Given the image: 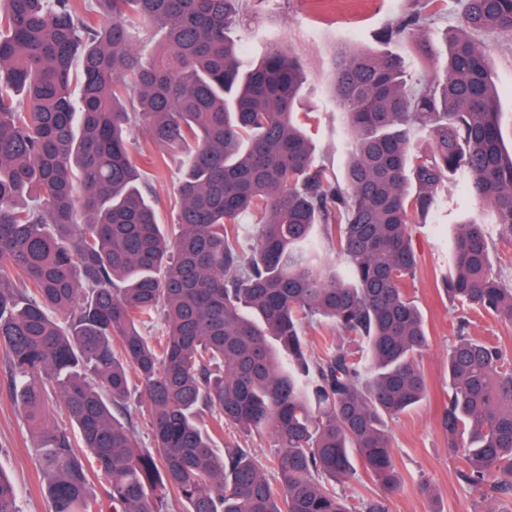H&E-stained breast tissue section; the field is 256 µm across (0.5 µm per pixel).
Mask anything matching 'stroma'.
I'll return each mask as SVG.
<instances>
[{
    "mask_svg": "<svg viewBox=\"0 0 512 512\" xmlns=\"http://www.w3.org/2000/svg\"><path fill=\"white\" fill-rule=\"evenodd\" d=\"M414 5L415 0H359L350 9L335 12L317 0H257L235 31L250 58H259L267 42L286 45L302 56L307 77V128L316 145L318 163L334 173H343L348 151L346 115L333 99L330 85L335 52L341 47L381 51L378 32ZM483 40L491 56L504 141L511 144L512 36L493 33L484 35ZM179 172L180 157L175 153L167 154L163 177H155L149 169L143 172L152 181L160 223L170 224L175 219L170 201L177 191ZM448 197L453 202L451 211L435 213L426 223L414 221L409 226L419 267L405 287L428 326L422 366L429 394L418 407L390 424L396 467L406 485L389 495L366 476L354 485L355 492L367 497L385 495L388 512H474L475 508V497L460 480L438 425L448 394L447 354L455 321V312L439 289L448 266V226L459 213L472 209L462 185L449 183ZM35 447L14 399L10 375L0 363V471L15 482L22 512H50ZM421 478L431 483L432 496L416 491L415 483Z\"/></svg>",
    "mask_w": 512,
    "mask_h": 512,
    "instance_id": "obj_1",
    "label": "stroma"
}]
</instances>
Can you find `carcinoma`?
<instances>
[{
	"label": "carcinoma",
	"instance_id": "carcinoma-1",
	"mask_svg": "<svg viewBox=\"0 0 512 512\" xmlns=\"http://www.w3.org/2000/svg\"><path fill=\"white\" fill-rule=\"evenodd\" d=\"M248 2L0 0V359L52 512H387L343 487L360 470L387 494L404 485L388 422L427 397L429 341L403 288L418 270L408 224L442 207L450 180L489 219L451 232L439 425L478 512H504L512 347L472 335L470 314L512 324V284L494 272L495 236H512V150L475 38L512 35V0H416L379 33L428 56L431 24L459 5L440 77L412 79L416 61L392 52H340V179L301 122L298 54L269 44L250 63L230 39ZM153 29L163 47L144 61ZM137 129L183 153L173 224L129 154ZM314 323L357 349L328 336L310 352ZM51 401L77 438L48 421ZM226 430L274 440L275 481L250 449L216 451ZM0 512H20L1 473Z\"/></svg>",
	"mask_w": 512,
	"mask_h": 512
}]
</instances>
